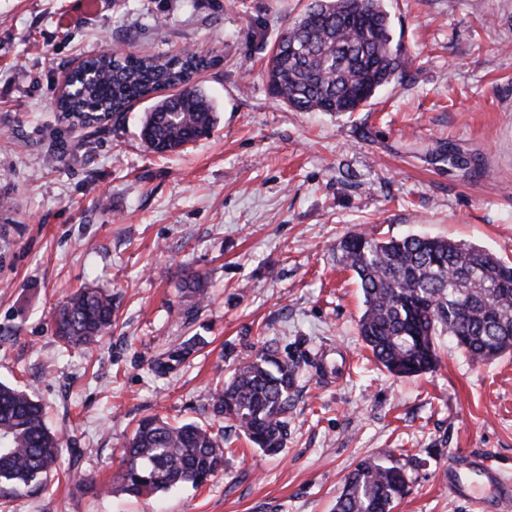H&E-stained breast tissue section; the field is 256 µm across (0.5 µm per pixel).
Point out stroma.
<instances>
[{
  "mask_svg": "<svg viewBox=\"0 0 512 512\" xmlns=\"http://www.w3.org/2000/svg\"><path fill=\"white\" fill-rule=\"evenodd\" d=\"M308 2L0 0V381L45 405L73 465L19 512H334L349 472L382 452L409 480L393 512H484L448 490L455 451L512 478V353L475 366L444 337L435 370L390 374L336 259L366 228L512 263V0H384L403 77L350 115L297 112L269 91L273 45ZM187 47L215 61L192 82L217 122L183 151L145 148L147 99L86 124L55 109L79 60ZM447 142L466 166L435 159ZM194 276L199 306L183 291ZM85 285L111 294L116 322L69 349L54 316ZM194 336L183 364L152 371ZM266 344L300 364L276 456L210 412L217 380ZM152 415L225 434L223 471L197 489L111 492Z\"/></svg>",
  "mask_w": 512,
  "mask_h": 512,
  "instance_id": "obj_1",
  "label": "stroma"
}]
</instances>
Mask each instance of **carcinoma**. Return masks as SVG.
<instances>
[{
	"mask_svg": "<svg viewBox=\"0 0 512 512\" xmlns=\"http://www.w3.org/2000/svg\"><path fill=\"white\" fill-rule=\"evenodd\" d=\"M392 41L381 0H311L274 44L267 68L270 92L297 112H356L403 75L405 61ZM213 64L189 52L171 58L130 53L115 59L105 50L84 62L104 73L102 82L74 75L71 93L59 96L56 108L119 118L132 102L178 87V94L152 105L140 129L147 149L173 152L211 131L213 106L190 80ZM338 251L362 291L360 336L391 374L434 369L442 336L454 340L475 364L512 351V266L495 253L442 238L382 239L363 231L342 239ZM113 317L111 296L81 288L57 312L56 334L70 349L93 345L112 330ZM196 345L193 337L184 341L154 363V372L166 374ZM298 376L297 362L265 345L239 362L229 382L216 384L211 413L275 455L288 440ZM62 447L60 436L45 422L42 405L0 383V483L5 484L0 498L14 499L18 486L42 489L60 464ZM124 456L114 490L138 497L205 485L222 470L224 444L193 423L174 426L147 416L126 440ZM406 487L401 467L363 459L346 478L335 512H391Z\"/></svg>",
	"mask_w": 512,
	"mask_h": 512,
	"instance_id": "carcinoma-1",
	"label": "carcinoma"
}]
</instances>
